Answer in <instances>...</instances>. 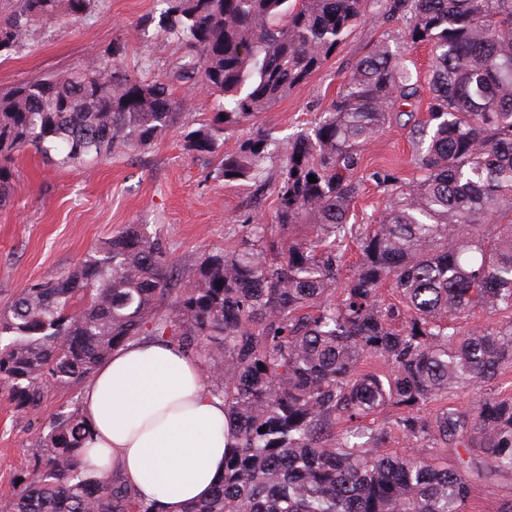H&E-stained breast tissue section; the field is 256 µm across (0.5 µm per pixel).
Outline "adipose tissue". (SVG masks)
Wrapping results in <instances>:
<instances>
[{
    "label": "adipose tissue",
    "instance_id": "1",
    "mask_svg": "<svg viewBox=\"0 0 512 512\" xmlns=\"http://www.w3.org/2000/svg\"><path fill=\"white\" fill-rule=\"evenodd\" d=\"M92 435L83 462L117 471L158 512H182L224 475L229 425L199 362L161 341H134L103 360L81 393Z\"/></svg>",
    "mask_w": 512,
    "mask_h": 512
}]
</instances>
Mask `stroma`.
I'll use <instances>...</instances> for the list:
<instances>
[{"instance_id":"35a3bbf8","label":"stroma","mask_w":512,"mask_h":512,"mask_svg":"<svg viewBox=\"0 0 512 512\" xmlns=\"http://www.w3.org/2000/svg\"><path fill=\"white\" fill-rule=\"evenodd\" d=\"M158 16L157 0H99L91 17L74 21L66 16L37 26L26 45L0 56V90L111 56L132 73L142 62L152 61L155 75L167 78L182 50L159 32ZM400 28V22L386 23L377 12H368L347 42L305 83L256 124L225 133L218 154L187 147L186 133L208 123L211 112L206 90L182 84L175 85V94L192 98L193 107L149 149L60 169L34 150L16 154L14 192L0 205V307L30 282L50 280L71 269L91 247L127 224L162 225L179 284L204 254L236 248L252 225L270 223L281 160L268 158L259 179L227 181L218 174L222 153L236 151L259 126L282 140L309 126L336 95L362 48ZM412 152L406 125L389 127L366 145L357 174V223H373L382 214L377 173L413 176ZM80 397L77 389L50 390L41 413L34 416L0 398V499L14 493V480L36 448L41 424L61 405ZM510 500L512 476L485 472L471 479L467 512H499Z\"/></svg>"}]
</instances>
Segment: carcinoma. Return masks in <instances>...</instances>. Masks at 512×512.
<instances>
[{
  "mask_svg": "<svg viewBox=\"0 0 512 512\" xmlns=\"http://www.w3.org/2000/svg\"><path fill=\"white\" fill-rule=\"evenodd\" d=\"M62 1L75 19L94 6L19 0L0 19V53ZM368 2L160 0L159 32L185 47L174 78L213 97L212 123L187 133L190 149L216 152V132L254 120L321 69ZM377 2L383 19L402 22L401 38L430 47L424 84L386 37L288 143L264 128L224 155L219 173L233 181L258 178L281 154L272 224L204 256L180 288L161 229L127 224L0 309V395L25 414L39 413L48 386L78 388L145 333L199 361L224 400L230 447L224 478L182 512H464L466 466L383 452L395 432L460 444L512 474V398L494 390L512 366V319L465 336L453 327L478 310L512 313V0ZM422 90L416 175L380 176L384 214L358 226L362 150ZM190 107L148 64L131 74L95 61L16 86L0 94V202L22 149L61 168L98 163L150 147ZM384 287L398 303H384ZM372 358L391 372L364 369ZM475 384L486 386L476 407L421 415ZM387 409L391 421L373 419ZM87 435L79 403L60 407L0 512H157L119 474L82 462Z\"/></svg>",
  "mask_w": 512,
  "mask_h": 512,
  "instance_id": "1",
  "label": "carcinoma"
}]
</instances>
